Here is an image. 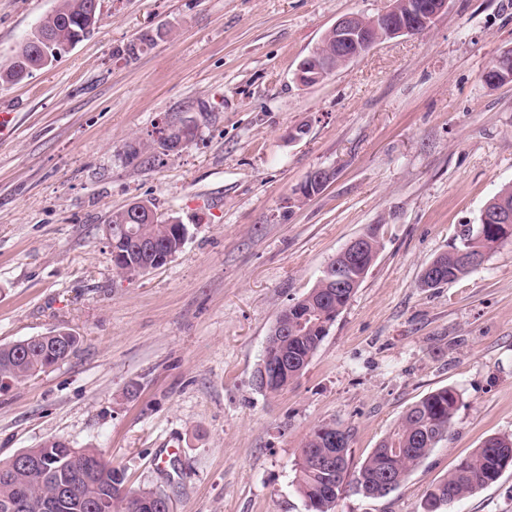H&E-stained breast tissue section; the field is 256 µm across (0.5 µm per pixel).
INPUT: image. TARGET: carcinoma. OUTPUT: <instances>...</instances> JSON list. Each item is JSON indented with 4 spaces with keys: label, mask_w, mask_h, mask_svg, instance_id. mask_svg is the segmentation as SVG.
I'll return each instance as SVG.
<instances>
[{
    "label": "carcinoma",
    "mask_w": 512,
    "mask_h": 512,
    "mask_svg": "<svg viewBox=\"0 0 512 512\" xmlns=\"http://www.w3.org/2000/svg\"><path fill=\"white\" fill-rule=\"evenodd\" d=\"M93 0H58L57 7L41 18L26 37L9 64L0 67V84H15L30 71L56 60L55 52L75 46L90 35L97 24L87 4ZM158 28L125 44V56L136 57L170 35ZM112 242L122 260L113 262L117 273L144 272L162 265L158 258L179 253L188 237L186 225L159 219L147 209L125 208L112 213ZM503 224L464 225L459 243L435 256V277L421 279V286L438 288L465 275L463 253L488 255L507 241ZM383 244L379 225L368 227L358 264L349 270L351 283L342 288L328 270L343 260L336 259L323 271L316 285L300 300L284 308L268 336L254 385L276 394L296 380L327 336L323 324L334 322L374 266ZM80 338L37 336L0 345V381H24L46 372L47 366L63 362L77 349ZM460 394L453 387L434 391L412 405L363 461L358 470L348 471L349 431L334 423L317 426L304 442L294 464L293 484L305 500L308 512H335L344 486L370 498H384L397 490L448 436ZM340 436V443L332 437ZM29 467H15L0 474V512H42L41 504L61 491L68 492L56 512H111L120 503V512H165L167 496L157 490H140L123 495V472L102 463L94 448H74L59 438H49L36 448L21 451ZM512 469V435L486 439L470 456L451 470L446 478L431 485L424 512H446L451 504L496 483Z\"/></svg>",
    "instance_id": "1"
}]
</instances>
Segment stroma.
<instances>
[{"label": "stroma", "mask_w": 512, "mask_h": 512, "mask_svg": "<svg viewBox=\"0 0 512 512\" xmlns=\"http://www.w3.org/2000/svg\"><path fill=\"white\" fill-rule=\"evenodd\" d=\"M56 0H0V66ZM391 0H101L97 28L0 86V344L56 329L66 361L0 388V459L49 438L94 448L172 512H307L293 466L318 425L358 467L425 395L461 399L446 440L382 499L336 512H423L432 482L512 433V242L453 283L426 266L512 185V0H448L428 28L320 83L294 72L342 15ZM172 27L135 58L117 50ZM195 127L176 153L131 160L161 118ZM306 125L298 141L291 132ZM333 179L301 206L317 169ZM153 203L186 224L162 267L116 272L113 212ZM378 225L374 266L304 374L271 395L253 375L279 312ZM449 512H512V469Z\"/></svg>", "instance_id": "obj_1"}]
</instances>
